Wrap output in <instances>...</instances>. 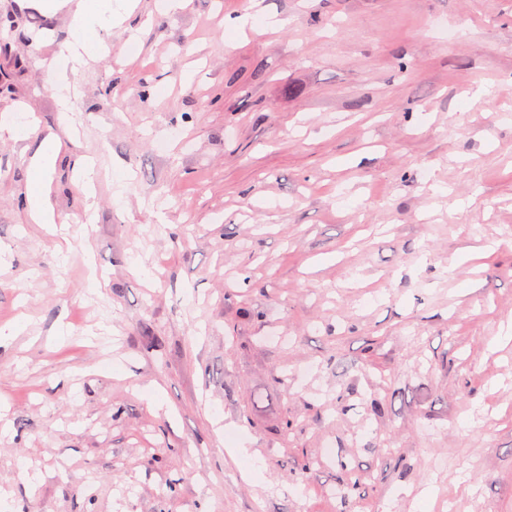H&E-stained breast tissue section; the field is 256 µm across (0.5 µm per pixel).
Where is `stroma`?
Wrapping results in <instances>:
<instances>
[{
  "instance_id": "1",
  "label": "stroma",
  "mask_w": 512,
  "mask_h": 512,
  "mask_svg": "<svg viewBox=\"0 0 512 512\" xmlns=\"http://www.w3.org/2000/svg\"><path fill=\"white\" fill-rule=\"evenodd\" d=\"M70 20L0 0L5 512H512V0H138L64 104ZM57 145L51 136L40 140L29 162L31 182L27 191V203L33 221L42 224L50 235L56 234V222L50 209L46 186L48 175L53 169Z\"/></svg>"
}]
</instances>
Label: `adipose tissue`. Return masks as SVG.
Returning <instances> with one entry per match:
<instances>
[{
	"label": "adipose tissue",
	"instance_id": "1",
	"mask_svg": "<svg viewBox=\"0 0 512 512\" xmlns=\"http://www.w3.org/2000/svg\"><path fill=\"white\" fill-rule=\"evenodd\" d=\"M72 6L71 39L51 66V77L55 85H63L69 75L77 73L86 60L100 56L105 46L100 37L119 25L130 9L128 0H50L47 10L54 13ZM57 156V145L53 137L40 140L29 162L31 182L27 191V203L35 223L43 225L48 234H55L56 222L50 209L46 186L48 175Z\"/></svg>",
	"mask_w": 512,
	"mask_h": 512
}]
</instances>
